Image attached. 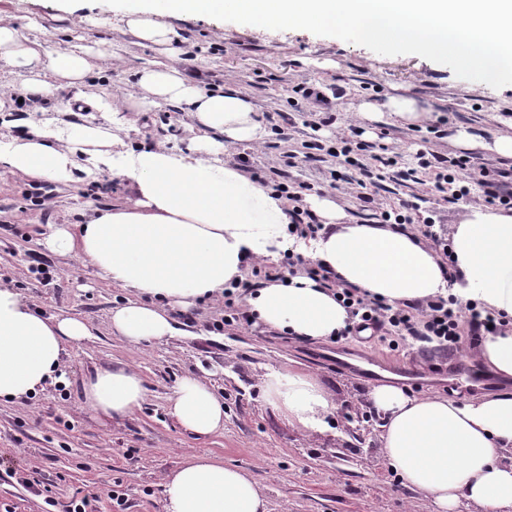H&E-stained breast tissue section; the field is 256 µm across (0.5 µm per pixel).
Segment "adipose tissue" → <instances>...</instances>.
<instances>
[{
	"mask_svg": "<svg viewBox=\"0 0 512 512\" xmlns=\"http://www.w3.org/2000/svg\"><path fill=\"white\" fill-rule=\"evenodd\" d=\"M232 12L261 27L321 24L357 28L394 46L434 57L452 56L483 80L512 75V0H152L128 14L125 24L140 41L178 50L180 28L167 17ZM78 17L56 51L43 45L42 26L0 15V71L16 67L19 82H0V112L14 111L15 94L31 101L60 89L82 92L95 60H122L120 48L86 41ZM135 89L104 103L109 125L70 126L54 117L28 121L27 132L0 148V171L29 178L74 182L101 168L128 183L127 202L93 208L76 226L60 224L44 244L60 256L77 255L113 286L133 290L113 307L112 333L140 345L175 336L174 313L223 297L250 262L282 252L301 254L340 281L387 302L453 296L512 320V214L470 209L451 231L454 281L420 237L389 224H353L331 196H314L311 208L324 229L314 238L289 234L286 203L250 175L224 160L228 148L265 136L249 98L239 90L208 89L185 76L178 58L147 61L133 69ZM173 106L189 114L194 133L188 151L165 143L133 147L116 114ZM391 114L409 126L430 120L414 99L361 103L358 116ZM256 322L312 341L333 338L348 323L332 291L298 274L250 291ZM90 334L79 318L45 315L0 284V400L23 401L64 382V357ZM476 357L502 379H512V329L482 341ZM270 403L303 431L324 430L335 408L331 394L309 375L274 370L264 376ZM86 405L99 417L121 421L140 407L146 389L127 366L101 367L82 382ZM369 400L384 420V462L404 483L425 492L434 512H512V392L456 400L414 397L381 384ZM169 413L184 430L210 436L224 428V403L206 382L183 377ZM165 512H269L254 476L207 455L182 462L165 478Z\"/></svg>",
	"mask_w": 512,
	"mask_h": 512,
	"instance_id": "1",
	"label": "adipose tissue"
}]
</instances>
